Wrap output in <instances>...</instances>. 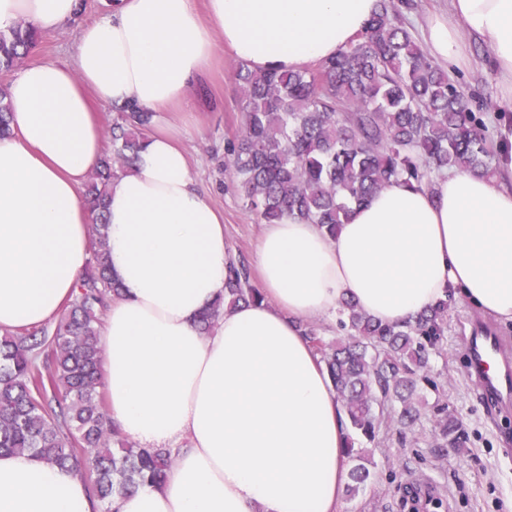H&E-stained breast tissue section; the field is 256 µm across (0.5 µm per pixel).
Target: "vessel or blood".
Here are the masks:
<instances>
[{
  "label": "vessel or blood",
  "instance_id": "b4317fda",
  "mask_svg": "<svg viewBox=\"0 0 512 512\" xmlns=\"http://www.w3.org/2000/svg\"><path fill=\"white\" fill-rule=\"evenodd\" d=\"M466 371L487 410H512V344L487 321L471 323L464 337Z\"/></svg>",
  "mask_w": 512,
  "mask_h": 512
}]
</instances>
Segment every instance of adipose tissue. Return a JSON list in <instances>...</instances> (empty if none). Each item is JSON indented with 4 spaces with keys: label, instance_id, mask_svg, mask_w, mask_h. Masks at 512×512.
<instances>
[{
    "label": "adipose tissue",
    "instance_id": "1",
    "mask_svg": "<svg viewBox=\"0 0 512 512\" xmlns=\"http://www.w3.org/2000/svg\"><path fill=\"white\" fill-rule=\"evenodd\" d=\"M379 0H112L78 25L67 63L10 82L0 137V331L43 324L70 301L90 257L81 188L103 156L100 105L153 112L135 164L106 198L114 300L99 335L109 416L141 446L166 448L165 483L114 512H336L348 478L344 414L302 332L352 300L374 318L414 319L444 295L512 322V0H449L423 31L435 60L485 42L506 110L497 172L451 171L431 189L394 182L353 206L336 237L266 225L254 264L261 300L198 320L224 293V216L197 180L169 111L229 48L260 70H296L356 43ZM77 0H0V30L76 23ZM0 512H98L72 469L0 454Z\"/></svg>",
    "mask_w": 512,
    "mask_h": 512
}]
</instances>
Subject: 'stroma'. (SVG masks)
<instances>
[{
    "label": "stroma",
    "mask_w": 512,
    "mask_h": 512,
    "mask_svg": "<svg viewBox=\"0 0 512 512\" xmlns=\"http://www.w3.org/2000/svg\"><path fill=\"white\" fill-rule=\"evenodd\" d=\"M237 60L218 50L199 85L191 90L197 119L186 142L193 171L208 189L215 207L224 215V238L233 256L251 259L264 224L246 210L239 192L224 171V141L241 128L239 93L231 78ZM452 74L470 98L486 126H493L499 90L489 49L479 42L466 48L465 64ZM474 307L452 303L448 315L447 365L439 378L449 411L459 419L466 436L460 448L436 447L430 425L406 434L389 433L375 451L372 480L356 498L341 497L338 512H512V417L493 419L483 408L470 383L461 350V336L478 317ZM437 486L441 507L422 503L412 508L409 488L417 483Z\"/></svg>",
    "instance_id": "obj_1"
}]
</instances>
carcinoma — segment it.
I'll return each instance as SVG.
<instances>
[{
  "mask_svg": "<svg viewBox=\"0 0 512 512\" xmlns=\"http://www.w3.org/2000/svg\"><path fill=\"white\" fill-rule=\"evenodd\" d=\"M411 0H380L360 41L314 68L261 71L239 63L232 78L243 123L224 142L229 174L246 206L266 224L297 217L336 236L350 209L395 181L432 185L445 170L495 174L487 127L447 70L424 51L403 22ZM43 35L21 22L0 31V72L26 59ZM12 106L0 87V136L11 133ZM153 113L128 103L116 109L104 156L83 188L96 213L88 268L52 327L0 334V451L35 455L71 467L102 512L145 482L160 485L174 464L170 450L129 442L112 423L104 398L98 336L120 288L108 264L103 215L112 179L126 170ZM243 259L231 262L224 295L200 317L208 333L222 310L261 299ZM444 297L412 321L382 323L352 301L336 312L339 339L312 326L304 333L320 354L346 414V493L354 498L371 478L369 455L388 417L402 430L427 419L424 389L444 357ZM440 446L462 445L461 425L441 406L434 412Z\"/></svg>",
  "mask_w": 512,
  "mask_h": 512,
  "instance_id": "obj_1",
  "label": "carcinoma"
}]
</instances>
